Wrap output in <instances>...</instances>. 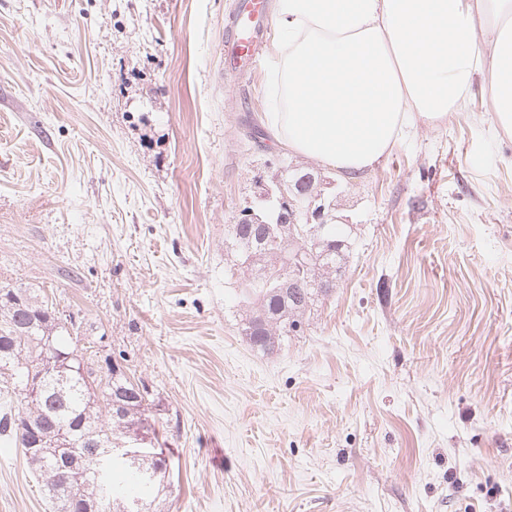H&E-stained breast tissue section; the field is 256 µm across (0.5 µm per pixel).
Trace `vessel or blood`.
<instances>
[{"mask_svg": "<svg viewBox=\"0 0 512 512\" xmlns=\"http://www.w3.org/2000/svg\"><path fill=\"white\" fill-rule=\"evenodd\" d=\"M270 24L265 0H238L226 25L224 65L232 71L252 69Z\"/></svg>", "mask_w": 512, "mask_h": 512, "instance_id": "vessel-or-blood-1", "label": "vessel or blood"}]
</instances>
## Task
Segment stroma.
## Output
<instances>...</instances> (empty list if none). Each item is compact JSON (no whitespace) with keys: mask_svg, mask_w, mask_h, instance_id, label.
<instances>
[{"mask_svg":"<svg viewBox=\"0 0 512 512\" xmlns=\"http://www.w3.org/2000/svg\"><path fill=\"white\" fill-rule=\"evenodd\" d=\"M234 0H0V287L36 288L158 405L153 512H512V132L465 111L353 179L265 129L267 64L219 55ZM326 181L348 252L262 353L227 225ZM0 512H52L0 441Z\"/></svg>","mask_w":512,"mask_h":512,"instance_id":"obj_1","label":"stroma"}]
</instances>
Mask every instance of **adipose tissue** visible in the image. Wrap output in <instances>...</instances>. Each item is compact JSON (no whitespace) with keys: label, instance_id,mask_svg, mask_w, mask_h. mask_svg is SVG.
Segmentation results:
<instances>
[{"label":"adipose tissue","instance_id":"adipose-tissue-1","mask_svg":"<svg viewBox=\"0 0 512 512\" xmlns=\"http://www.w3.org/2000/svg\"><path fill=\"white\" fill-rule=\"evenodd\" d=\"M276 141L348 177L468 105L512 130V0H276Z\"/></svg>","mask_w":512,"mask_h":512}]
</instances>
